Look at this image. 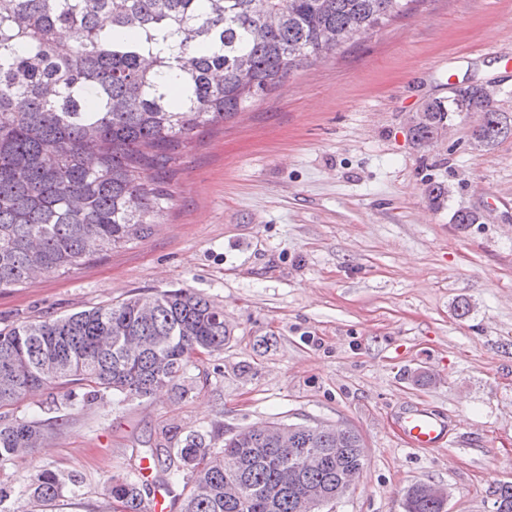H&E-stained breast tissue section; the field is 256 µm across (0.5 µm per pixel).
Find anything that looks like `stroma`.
Listing matches in <instances>:
<instances>
[{"label": "stroma", "mask_w": 512, "mask_h": 512, "mask_svg": "<svg viewBox=\"0 0 512 512\" xmlns=\"http://www.w3.org/2000/svg\"><path fill=\"white\" fill-rule=\"evenodd\" d=\"M471 83L512 114V0H414L187 143L174 206L145 239L0 292V329L183 286L231 331L190 368L185 400L75 398L0 483L73 473L75 491L27 512H106L109 479L138 473L167 424L330 422L358 430L365 454L332 512H403L417 483L443 487L447 512H492L512 482V137L477 146V112L424 151L408 133L426 102ZM460 210L477 223H455ZM412 405L447 421L442 447L401 441Z\"/></svg>", "instance_id": "obj_1"}]
</instances>
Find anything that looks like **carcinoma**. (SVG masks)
<instances>
[{"label": "carcinoma", "instance_id": "obj_1", "mask_svg": "<svg viewBox=\"0 0 512 512\" xmlns=\"http://www.w3.org/2000/svg\"><path fill=\"white\" fill-rule=\"evenodd\" d=\"M414 0H0V292L39 275L62 276L148 236L173 206L181 145L268 94L295 70L406 14ZM478 112L479 146L512 136L484 86L425 104L410 126L419 149L437 145L455 114ZM224 309L188 288L138 292L121 302L0 329V408L51 385L83 399H143L190 388L200 353L224 349ZM54 432L0 415V466ZM222 439L217 447L214 441ZM360 434L336 439L305 425L288 444L247 429L224 435L162 428L149 459L164 466L180 512H302L303 500L364 468ZM314 459L294 484L285 465ZM76 474L40 469L22 491L0 484V512L28 497L53 503ZM288 484L268 508L266 494ZM120 512H148L151 489L114 477ZM512 512V485L494 492ZM404 512H446L427 484Z\"/></svg>", "mask_w": 512, "mask_h": 512}]
</instances>
